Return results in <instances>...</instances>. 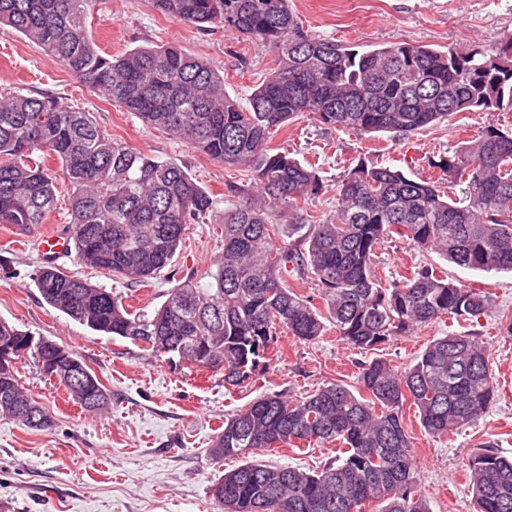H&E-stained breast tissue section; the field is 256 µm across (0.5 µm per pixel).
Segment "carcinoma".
Listing matches in <instances>:
<instances>
[{
  "instance_id": "cac0c4a2",
  "label": "carcinoma",
  "mask_w": 512,
  "mask_h": 512,
  "mask_svg": "<svg viewBox=\"0 0 512 512\" xmlns=\"http://www.w3.org/2000/svg\"><path fill=\"white\" fill-rule=\"evenodd\" d=\"M95 0H0V26L39 46L83 86L121 104L211 159L238 165L251 182L224 211L222 255L206 288L182 283L150 311H129L107 288L43 265L36 286L47 304L93 332L224 372L236 387L255 374L284 326L311 341L325 322L353 348L376 351L443 317L489 313L483 292L426 265L386 287L371 264L394 235L434 250L460 268L512 272V132L488 127L436 164L456 199L432 182L358 161L336 186L339 206L325 219L301 204L324 187L317 164L268 146L289 121L312 114L333 128L405 138L474 108L512 106V36L494 54L394 42L359 51L304 30L289 0H153L155 8L199 31L231 28L277 53V67L241 106L224 76L176 43L101 51L87 26ZM57 159L72 189L70 237L79 262L143 285L176 254L186 226L215 208L189 171L112 139L89 113L51 95H0V224L28 235L56 209L58 187L46 160ZM288 207V237L275 245L269 210ZM308 271L322 286L327 314L284 279ZM58 381L86 411L109 395L90 372ZM353 391L341 383L297 400L258 397L224 420L211 454L246 462L224 472L212 496L224 512H430L403 426L406 399L431 435L472 425L491 405L496 382L476 337L432 340L402 373L375 357ZM30 429L51 425L45 408L0 367V416ZM298 441L338 442L336 461L307 472L248 460L259 448ZM475 512H512V457L491 443L468 460Z\"/></svg>"
}]
</instances>
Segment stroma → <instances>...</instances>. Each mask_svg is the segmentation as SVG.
<instances>
[{
  "mask_svg": "<svg viewBox=\"0 0 512 512\" xmlns=\"http://www.w3.org/2000/svg\"><path fill=\"white\" fill-rule=\"evenodd\" d=\"M312 34L355 50L406 42L439 50L501 48L512 35V0H290ZM88 28L98 46L117 55L138 46L179 44L205 58L224 75V91L246 102L275 66L272 50L232 30L201 32L160 13L152 0H97ZM50 94L90 113L110 137L145 154L171 159L196 178L223 213L228 189L247 183V169L212 160L165 131L146 127L117 103L86 87L52 57L8 27L0 28V93ZM490 126L512 130V110L460 112L448 121L404 139L388 133L356 134L304 115L276 134L271 147L319 163L325 189L309 201L314 216L335 214L336 184L351 163L365 160L402 170L415 180H438L440 158L451 155ZM222 251L213 224H191L171 262L148 286L79 263L74 254L57 260L70 275L112 289L135 308L163 303L185 281L207 287ZM43 258L32 237L0 226V321L51 339L80 357L110 395L98 412L82 410L57 382L44 377L31 357L16 361L27 392L46 409L52 425L28 429L0 416V512H221L212 487L235 460L211 448L225 418L257 397L278 392L298 399L331 382L356 387L361 364L371 353L347 345L335 328L312 341L278 328L267 368L240 386H224V374L178 358L155 356L127 339L97 335L49 306L34 277ZM445 267L449 277L487 293L491 310L472 321L446 318L391 338L378 355L406 370L436 337L448 332L477 336L488 352L497 397L476 422L457 433L433 436L421 428L413 407L403 409L419 483L432 512H474L466 463L486 442L512 457V337L502 328L512 318V273H486L446 264L402 238L385 239L372 267L391 284L424 265ZM338 443L263 448L262 463L305 470L334 461Z\"/></svg>",
  "mask_w": 512,
  "mask_h": 512,
  "instance_id": "1",
  "label": "stroma"
}]
</instances>
